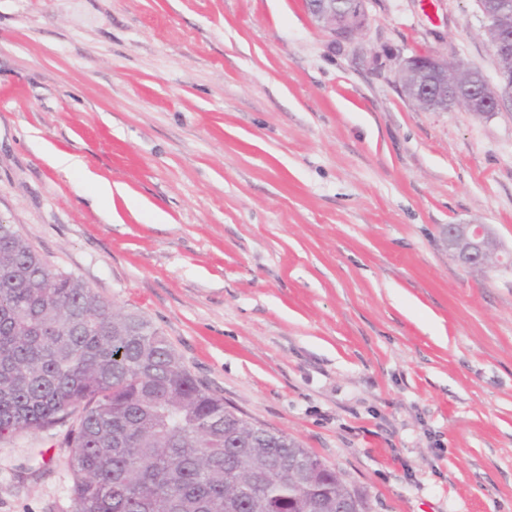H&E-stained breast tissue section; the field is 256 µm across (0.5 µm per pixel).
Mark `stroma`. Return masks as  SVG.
I'll return each instance as SVG.
<instances>
[{
  "mask_svg": "<svg viewBox=\"0 0 512 512\" xmlns=\"http://www.w3.org/2000/svg\"><path fill=\"white\" fill-rule=\"evenodd\" d=\"M367 11L335 44L304 0H0V224L369 512H512V267L442 236L512 250V111L401 92L416 53L496 81L476 0ZM68 455L64 425L0 439V512H72ZM446 239L450 254L454 253L458 263L467 268L484 269L491 258L502 259L499 254L502 245L494 230L486 224H448Z\"/></svg>",
  "mask_w": 512,
  "mask_h": 512,
  "instance_id": "1",
  "label": "stroma"
}]
</instances>
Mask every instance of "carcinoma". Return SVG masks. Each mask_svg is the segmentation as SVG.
<instances>
[{
  "mask_svg": "<svg viewBox=\"0 0 512 512\" xmlns=\"http://www.w3.org/2000/svg\"><path fill=\"white\" fill-rule=\"evenodd\" d=\"M475 68L448 64V84ZM69 424L73 512H338L336 471L198 382L138 312L0 224V438Z\"/></svg>",
  "mask_w": 512,
  "mask_h": 512,
  "instance_id": "obj_1",
  "label": "carcinoma"
}]
</instances>
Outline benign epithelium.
I'll list each match as a JSON object with an SVG mask.
<instances>
[{
  "label": "benign epithelium",
  "instance_id": "1",
  "mask_svg": "<svg viewBox=\"0 0 512 512\" xmlns=\"http://www.w3.org/2000/svg\"><path fill=\"white\" fill-rule=\"evenodd\" d=\"M355 13L346 15L336 8V0H308L313 21L324 28L333 40L350 42L365 29L367 14L365 0H355ZM485 31L496 59L512 52V27L506 19L512 14V0H477ZM448 60L437 55H414L402 61L399 68L401 89L413 104L423 103L428 110L445 112L448 100ZM461 106L476 114L512 109V69L497 67V83L486 79L474 84L468 93H456ZM448 250L459 264L470 269H484L489 260H501L502 245L494 230L486 224L453 223L446 226Z\"/></svg>",
  "mask_w": 512,
  "mask_h": 512
}]
</instances>
